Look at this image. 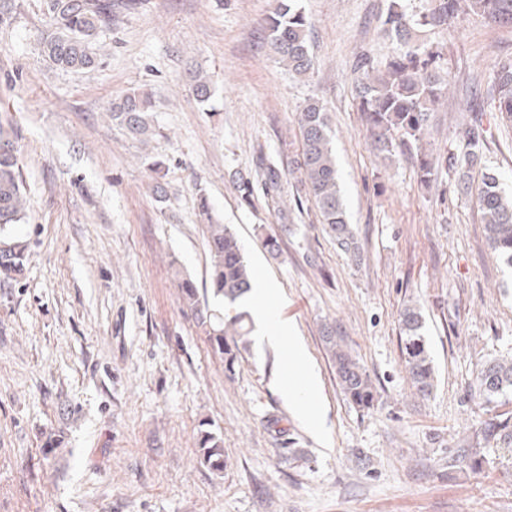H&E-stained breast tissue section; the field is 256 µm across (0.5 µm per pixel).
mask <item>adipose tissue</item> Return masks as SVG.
Masks as SVG:
<instances>
[{
    "mask_svg": "<svg viewBox=\"0 0 512 512\" xmlns=\"http://www.w3.org/2000/svg\"><path fill=\"white\" fill-rule=\"evenodd\" d=\"M280 287L277 282L258 277L252 282L245 300L261 327L262 338L283 355L285 376L282 391L295 412L309 421L313 428H320L318 406L321 389L318 376L310 364L308 351L296 335L292 324L283 319L278 306Z\"/></svg>",
    "mask_w": 512,
    "mask_h": 512,
    "instance_id": "ef3b65f1",
    "label": "adipose tissue"
}]
</instances>
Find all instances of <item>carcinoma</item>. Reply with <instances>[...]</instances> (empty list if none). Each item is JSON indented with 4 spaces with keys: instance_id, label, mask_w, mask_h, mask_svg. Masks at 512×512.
<instances>
[{
    "instance_id": "carcinoma-1",
    "label": "carcinoma",
    "mask_w": 512,
    "mask_h": 512,
    "mask_svg": "<svg viewBox=\"0 0 512 512\" xmlns=\"http://www.w3.org/2000/svg\"><path fill=\"white\" fill-rule=\"evenodd\" d=\"M434 6L416 15L405 11L402 0H389L384 24L397 42V49L379 68L368 58L358 64L362 70L357 85V108L368 128L371 147L378 156L392 160L396 155L420 149L427 134L428 119L448 93L449 81L435 63L441 52L413 42V31L423 27H450L460 15L477 13L499 25H512V0H433ZM112 0H46L48 33L40 43L42 56L64 71L95 67L98 57L94 45L112 25ZM308 19L297 0H278L265 29L279 63L299 77L313 69L308 41ZM496 111L512 119V62L505 61L496 71ZM152 99L147 92H132L112 104L110 117L135 137L153 134L150 123ZM300 152L288 165L296 194L314 202L319 221L328 226L336 246L345 254L359 257V245L348 222L336 159L331 141L328 114L318 102L309 99L298 116ZM461 150L433 158L420 154L418 174L425 184L437 181L450 171L457 190L475 197L482 215L487 240L504 263L512 267V197L502 194L498 177L486 164L482 148L486 129L482 118L474 116L457 131ZM263 168L264 193L274 205L280 203L282 173L268 162ZM26 193L20 172V151L16 134L0 125V230L20 223L26 213ZM198 209L206 221V246L209 254V288L200 294L194 283L180 284V301L195 315L211 351L224 360L230 374L240 357V344L248 335L246 312L220 316L210 308L208 297L234 306L250 290L252 272L242 244L228 224L214 220L209 202L200 196ZM25 245L0 248V274L10 279L22 270ZM401 353L411 387L420 397L435 388V373L427 346L425 317L421 306L408 301L400 311ZM323 341L334 361L336 379L345 399L360 410L377 402V389L369 374L348 348L336 326H323ZM478 403L492 412L478 435L499 447L512 460V358H493L479 369L472 389ZM201 461L222 472L226 467L224 441L203 431L199 438Z\"/></svg>"
}]
</instances>
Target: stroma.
<instances>
[{
    "label": "stroma",
    "mask_w": 512,
    "mask_h": 512,
    "mask_svg": "<svg viewBox=\"0 0 512 512\" xmlns=\"http://www.w3.org/2000/svg\"><path fill=\"white\" fill-rule=\"evenodd\" d=\"M0 24V122L18 132L26 218L0 232L28 245L0 282V512H512V468L468 447L487 417L469 386L512 354V268L448 174L421 183L414 156H377L356 107L359 55L396 47L387 0H299L314 59L299 78L278 62L265 19L277 0H134L100 37L98 65L44 60L43 0H10ZM438 47L448 93L422 142L457 151L456 127L483 108L485 159L512 194V124L495 112L493 72L512 59V26L470 13L414 32ZM211 97L200 101L195 74ZM152 93L158 136L141 142L109 116ZM318 100L334 131L339 183L361 248L336 247L312 203L285 186L280 210L257 185V156L288 167L298 113ZM162 162L156 199L152 162ZM256 188L240 192L241 180ZM233 225L248 261L281 288L319 376L322 431L281 394L280 354L249 335L234 375L213 355L179 284L209 285L198 197ZM276 237L270 253L267 237ZM419 302L436 386L418 398L401 358L399 312ZM337 324L375 383L361 411L337 384L322 340ZM224 441L218 473L198 433ZM303 449L292 463L288 451Z\"/></svg>",
    "instance_id": "obj_1"
}]
</instances>
